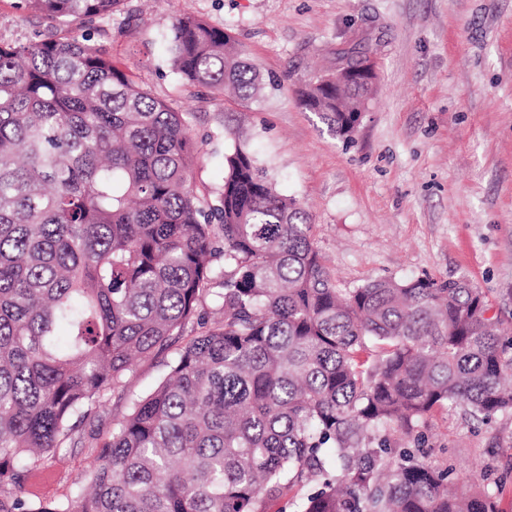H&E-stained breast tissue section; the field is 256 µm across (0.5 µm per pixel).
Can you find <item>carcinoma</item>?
Instances as JSON below:
<instances>
[{"label": "carcinoma", "mask_w": 512, "mask_h": 512, "mask_svg": "<svg viewBox=\"0 0 512 512\" xmlns=\"http://www.w3.org/2000/svg\"><path fill=\"white\" fill-rule=\"evenodd\" d=\"M55 32L0 42V512H499L502 485L458 491L419 448L436 411L512 414V336L466 279L336 286L309 215L238 130L216 198L197 190L184 113L85 33L121 0H24ZM173 69L242 99L266 80L222 28L171 27ZM373 54L357 43L347 64ZM366 84L297 86L338 137ZM211 299L223 313L206 318ZM202 332L131 401L71 493L25 488L136 364Z\"/></svg>", "instance_id": "carcinoma-1"}]
</instances>
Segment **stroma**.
Masks as SVG:
<instances>
[{
  "label": "stroma",
  "instance_id": "35a3bbf8",
  "mask_svg": "<svg viewBox=\"0 0 512 512\" xmlns=\"http://www.w3.org/2000/svg\"><path fill=\"white\" fill-rule=\"evenodd\" d=\"M185 14L224 27L281 90L243 100L184 84L168 37ZM85 30L186 113L200 190L220 188L234 147L225 128L244 124V143L277 191L308 212L337 287L465 277L512 326V0H123ZM50 32L22 0H0L1 42ZM358 41L377 46V79L345 140L299 106L293 89ZM120 412L109 398L99 422L80 427L78 443L35 471L28 490L68 495ZM424 433L426 461L465 490L503 481L498 505L512 512V414L482 425L464 409H443Z\"/></svg>",
  "mask_w": 512,
  "mask_h": 512
}]
</instances>
